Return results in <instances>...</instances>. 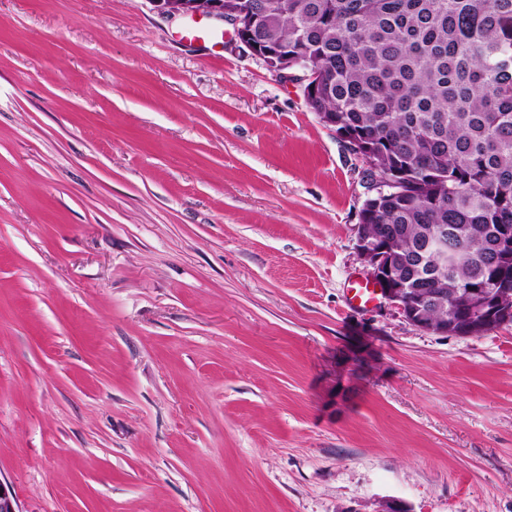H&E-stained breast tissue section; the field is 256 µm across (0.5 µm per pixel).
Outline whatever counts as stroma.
<instances>
[{"instance_id":"stroma-1","label":"stroma","mask_w":512,"mask_h":512,"mask_svg":"<svg viewBox=\"0 0 512 512\" xmlns=\"http://www.w3.org/2000/svg\"><path fill=\"white\" fill-rule=\"evenodd\" d=\"M153 0H0V482L21 512H512V326L347 306L366 166Z\"/></svg>"}]
</instances>
